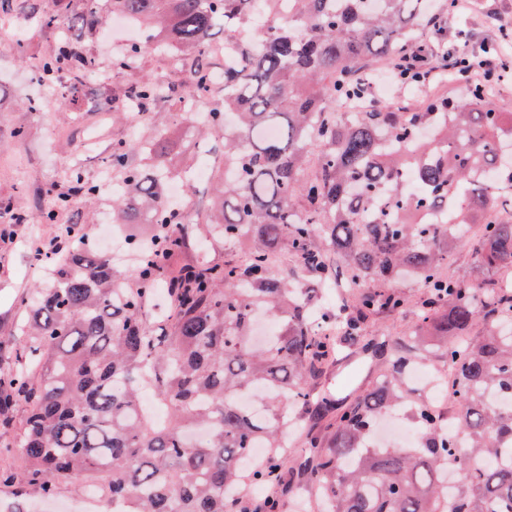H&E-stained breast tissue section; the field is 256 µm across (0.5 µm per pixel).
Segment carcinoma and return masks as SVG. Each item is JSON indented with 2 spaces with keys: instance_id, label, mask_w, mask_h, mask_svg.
Wrapping results in <instances>:
<instances>
[{
  "instance_id": "cac0c4a2",
  "label": "carcinoma",
  "mask_w": 512,
  "mask_h": 512,
  "mask_svg": "<svg viewBox=\"0 0 512 512\" xmlns=\"http://www.w3.org/2000/svg\"><path fill=\"white\" fill-rule=\"evenodd\" d=\"M263 2L269 24L259 40L250 19ZM87 15L102 27L113 15L156 29L161 46L188 55V88L209 91L213 36L238 46L224 66V109L206 123L224 127L218 203L204 224L165 230L172 209L165 186L187 171L164 159L165 128L146 140L112 145V169L122 173L114 204L141 266L134 281L85 239L78 224L59 231L66 242L53 284L21 300L20 335L0 340V427H17L26 459L20 471L0 469V485L16 487L10 512L57 499L80 480L125 512H230L245 480L252 449L280 447L297 410L332 416L325 436L309 434L302 454L278 455L253 472L271 490L260 512H282L302 487L321 491V512H512V279L470 281L443 266L459 247H472L486 270L512 271V216L488 214L512 189L504 163L512 136L488 92L452 80V100L384 103L363 79L379 63L399 66L413 54L448 55L441 35L455 0H111ZM84 70L93 62L67 48L46 59L44 73ZM174 87L143 82L129 98L156 101ZM319 165L305 177L307 154ZM137 155L141 163L130 164ZM70 195L95 185L71 173ZM428 213H444L433 224ZM477 224L475 237L464 230ZM201 232L248 245L245 259L182 257ZM287 251L276 274L271 256ZM409 280L422 288L412 301L395 290ZM349 284L351 300L322 308L323 290ZM169 290L173 313L148 327L146 303ZM413 306L410 331L366 350L383 364L379 379L348 406L314 385L332 362L341 327L353 344L365 327ZM274 332L253 342L258 311ZM482 328L478 342L470 332ZM416 361L443 362L458 382L451 424L411 405L422 429L414 448L370 444L379 416L403 403L404 372ZM152 388L167 409L157 422L140 404ZM264 403L258 417L242 400ZM20 402L16 421L7 410ZM468 444L458 445V435Z\"/></svg>"
}]
</instances>
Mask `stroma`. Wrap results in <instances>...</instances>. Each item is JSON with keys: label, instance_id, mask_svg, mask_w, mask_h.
<instances>
[{"label": "stroma", "instance_id": "1", "mask_svg": "<svg viewBox=\"0 0 512 512\" xmlns=\"http://www.w3.org/2000/svg\"><path fill=\"white\" fill-rule=\"evenodd\" d=\"M85 11L86 0H10L0 10V209L55 213L53 222L19 224L0 237V338L17 332L19 298L49 284V274L30 259L31 246L48 243L62 224L81 225L96 244L101 223L114 219L115 188H100L94 199L59 211L47 188L67 192L71 170L94 176L108 166L114 143L148 138L158 127L171 130L174 139L193 142L188 154L172 153L170 165L224 170L223 129L194 136L177 97L147 103L140 118L125 110L124 97L139 82H171L169 55L142 42L136 26H116L111 37H104L84 21ZM49 12L55 21L48 26L43 18ZM133 44L140 47L135 62L118 68L122 49ZM61 45L95 62L63 107L57 103L55 76L39 75L41 61ZM20 127L25 136L19 140L14 131ZM377 367L362 346L337 341L336 360L321 387L352 400L369 388Z\"/></svg>", "mask_w": 512, "mask_h": 512}]
</instances>
